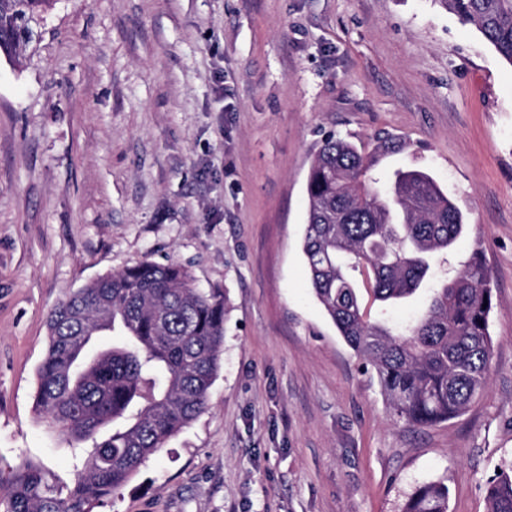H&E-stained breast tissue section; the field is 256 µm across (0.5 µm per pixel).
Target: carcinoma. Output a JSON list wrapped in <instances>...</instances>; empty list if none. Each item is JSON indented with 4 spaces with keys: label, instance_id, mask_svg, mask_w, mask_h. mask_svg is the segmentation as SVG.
<instances>
[{
    "label": "carcinoma",
    "instance_id": "cac0c4a2",
    "mask_svg": "<svg viewBox=\"0 0 512 512\" xmlns=\"http://www.w3.org/2000/svg\"><path fill=\"white\" fill-rule=\"evenodd\" d=\"M512 64V0H443ZM54 0H0V58L17 65L35 41L19 20L42 19ZM380 138L367 151L333 134L313 159L303 237L315 298L355 355L372 365L391 412L429 427L465 413L485 389L493 345L490 277L479 253L455 274L433 264L466 230L462 211L417 170L387 180L374 172L395 150ZM421 292L426 312L396 332L373 319L364 296L384 308ZM224 294L195 286L181 264L144 260L106 274L47 317L36 408L74 450L76 478L64 490L40 464L0 478V512H92L207 407L221 365ZM120 341L94 354V335ZM490 512H512V470L487 488ZM403 512H448V488L419 486Z\"/></svg>",
    "mask_w": 512,
    "mask_h": 512
}]
</instances>
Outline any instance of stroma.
<instances>
[{"instance_id":"35a3bbf8","label":"stroma","mask_w":512,"mask_h":512,"mask_svg":"<svg viewBox=\"0 0 512 512\" xmlns=\"http://www.w3.org/2000/svg\"><path fill=\"white\" fill-rule=\"evenodd\" d=\"M403 143L480 251L483 396L425 428L314 297L309 167L328 134ZM173 260L224 294L208 406L92 512H402L448 487L488 512L512 468V64L441 0H55L22 66L0 60V473L74 482L35 406L48 313L99 276ZM403 512H448V488L441 483L419 486L405 503Z\"/></svg>"}]
</instances>
